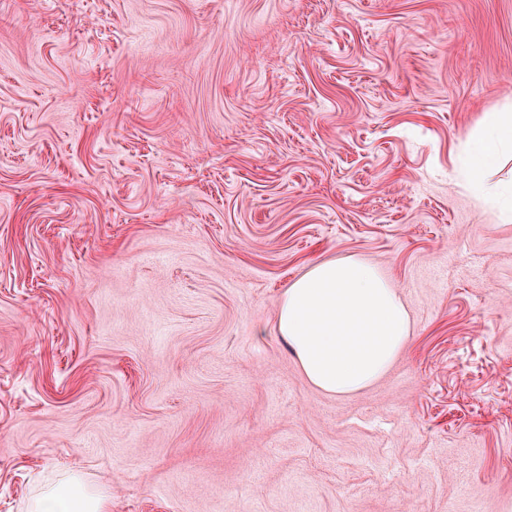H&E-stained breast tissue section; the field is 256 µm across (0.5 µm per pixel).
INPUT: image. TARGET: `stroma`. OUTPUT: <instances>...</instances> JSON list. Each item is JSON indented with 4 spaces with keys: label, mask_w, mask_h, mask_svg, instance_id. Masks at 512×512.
I'll use <instances>...</instances> for the list:
<instances>
[{
    "label": "stroma",
    "mask_w": 512,
    "mask_h": 512,
    "mask_svg": "<svg viewBox=\"0 0 512 512\" xmlns=\"http://www.w3.org/2000/svg\"><path fill=\"white\" fill-rule=\"evenodd\" d=\"M504 110L512 0H0V512H512ZM348 256L411 332L336 396L276 312ZM484 121L486 132L476 142L471 163L462 176L484 203L495 206L493 198L487 194L489 190L483 185V176L502 160L506 151L512 152V111L489 112ZM27 512H112V498L101 488L70 476L29 498Z\"/></svg>",
    "instance_id": "1"
}]
</instances>
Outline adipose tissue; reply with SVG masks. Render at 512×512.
<instances>
[{
	"label": "adipose tissue",
	"instance_id": "ef3b65f1",
	"mask_svg": "<svg viewBox=\"0 0 512 512\" xmlns=\"http://www.w3.org/2000/svg\"><path fill=\"white\" fill-rule=\"evenodd\" d=\"M474 147L464 182L484 203L486 171L512 152V111L491 112ZM280 336L318 389L345 395L378 379L409 340V316L395 288L373 265L346 257L319 261L283 293ZM26 512H112L101 488L71 476L29 498Z\"/></svg>",
	"mask_w": 512,
	"mask_h": 512
}]
</instances>
